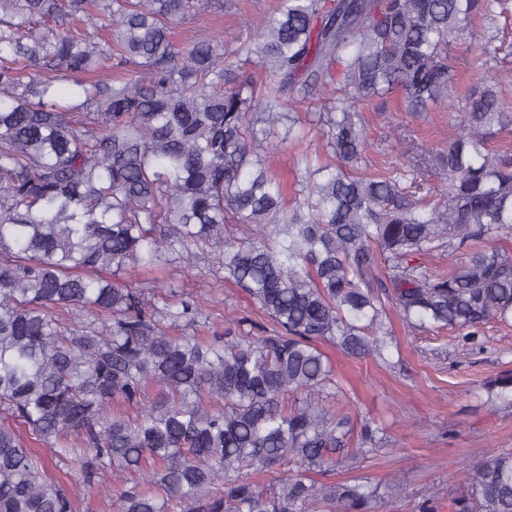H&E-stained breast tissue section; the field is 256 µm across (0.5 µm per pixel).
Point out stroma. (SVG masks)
<instances>
[{"label": "stroma", "instance_id": "obj_1", "mask_svg": "<svg viewBox=\"0 0 512 512\" xmlns=\"http://www.w3.org/2000/svg\"><path fill=\"white\" fill-rule=\"evenodd\" d=\"M277 0H228L222 15L200 13L180 26L178 38L189 42L198 35L223 34L225 40L251 37L250 26L270 15ZM475 46L457 51L458 80L451 93L452 105L428 112L400 111L395 99L381 107H369V134L373 147L367 155L368 172L405 161L406 144L400 132L409 129L416 141L434 147L447 144L458 104L473 81L480 63ZM506 93L512 95V55L485 63ZM289 112L299 118L309 135L300 141L264 151L272 171L288 180L301 179L294 162L314 150L318 134L309 103L290 101ZM124 280L132 287L173 291L204 305L211 319L199 328L202 336L238 333V323L248 318L261 335L273 334L272 322L263 316L247 293L225 283L224 269L213 254H203L195 265L170 259L160 276L131 271ZM393 343L385 359H355L329 348L342 392L335 406L349 416L374 418L385 442L365 457L346 458L324 476L327 484L353 477L378 482L380 512H417L423 498L436 496L437 512H449L451 498L461 495L463 479L482 457L494 450L512 449V401L490 395L485 384L502 372L512 371V321L488 324L481 347L463 345L450 329L418 331L391 317ZM111 474L95 478L93 485L73 481L68 491L75 512H112Z\"/></svg>", "mask_w": 512, "mask_h": 512}]
</instances>
